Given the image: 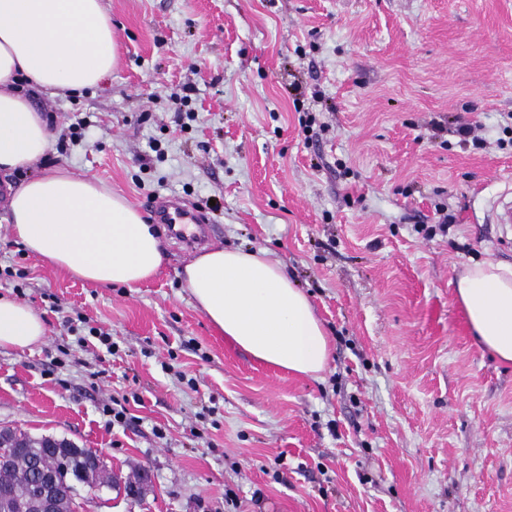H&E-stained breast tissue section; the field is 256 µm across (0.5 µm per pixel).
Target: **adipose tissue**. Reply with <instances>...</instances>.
<instances>
[{
  "instance_id": "ef3b65f1",
  "label": "adipose tissue",
  "mask_w": 512,
  "mask_h": 512,
  "mask_svg": "<svg viewBox=\"0 0 512 512\" xmlns=\"http://www.w3.org/2000/svg\"><path fill=\"white\" fill-rule=\"evenodd\" d=\"M102 0H0V171L35 167L51 132L28 90L79 93L118 62ZM9 232L31 254L84 281L135 287L167 253L156 229L128 201L88 177L57 167L9 189ZM195 307L255 359L320 379L329 343L309 297L264 251L213 248L181 274ZM476 344L512 362V264H468L454 281ZM47 332L30 305L0 295V349H24Z\"/></svg>"
}]
</instances>
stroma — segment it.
I'll return each mask as SVG.
<instances>
[{
	"label": "stroma",
	"instance_id": "stroma-1",
	"mask_svg": "<svg viewBox=\"0 0 512 512\" xmlns=\"http://www.w3.org/2000/svg\"><path fill=\"white\" fill-rule=\"evenodd\" d=\"M103 6L111 76L29 94L55 134L47 166L150 224L152 201L179 198L208 246L266 251L330 355L315 380L224 340L178 277L199 251L167 225L156 276L97 288L14 243L0 203V293L47 324L0 349V428L97 449L120 481L147 471L139 500L115 489L95 512H512V363L474 344L453 293L464 265L512 263V224L491 216L512 190V0ZM457 118L484 148L452 135ZM67 317L115 351L77 345ZM116 400L130 425L110 424Z\"/></svg>",
	"mask_w": 512,
	"mask_h": 512
}]
</instances>
